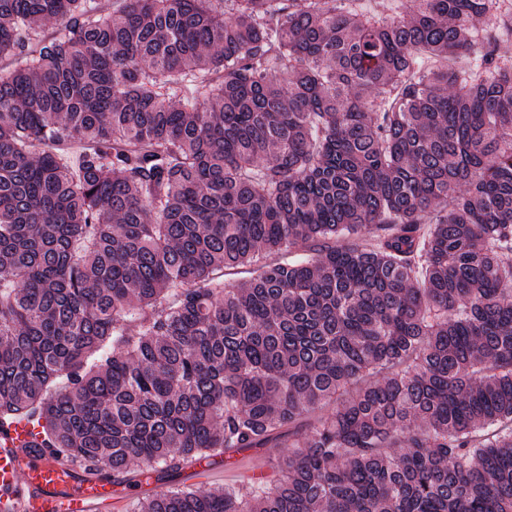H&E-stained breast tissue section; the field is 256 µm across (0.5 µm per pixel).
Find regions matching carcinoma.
<instances>
[{"label":"carcinoma","instance_id":"cac0c4a2","mask_svg":"<svg viewBox=\"0 0 512 512\" xmlns=\"http://www.w3.org/2000/svg\"><path fill=\"white\" fill-rule=\"evenodd\" d=\"M98 2L0 0V425L148 486L334 399L133 512H512V0ZM288 435L281 439L278 448H253L235 455L237 464L229 469L198 471V466L183 467L175 472L163 484H152L144 490H165L179 487L207 492L215 488L234 486L240 483V475L263 474L269 478L274 476V466L288 455Z\"/></svg>","mask_w":512,"mask_h":512}]
</instances>
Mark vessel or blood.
I'll use <instances>...</instances> for the list:
<instances>
[{
    "instance_id": "b4317fda",
    "label": "vessel or blood",
    "mask_w": 512,
    "mask_h": 512,
    "mask_svg": "<svg viewBox=\"0 0 512 512\" xmlns=\"http://www.w3.org/2000/svg\"><path fill=\"white\" fill-rule=\"evenodd\" d=\"M31 428H0V512H93L118 491L102 474H82L61 453L30 448Z\"/></svg>"
}]
</instances>
